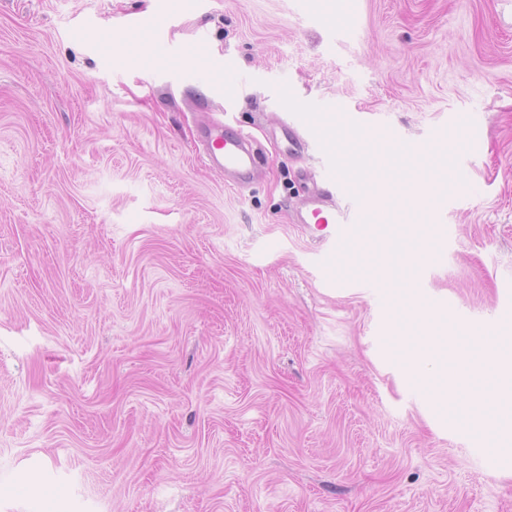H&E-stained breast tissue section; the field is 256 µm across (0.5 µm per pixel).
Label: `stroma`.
Returning <instances> with one entry per match:
<instances>
[{"label":"stroma","instance_id":"1","mask_svg":"<svg viewBox=\"0 0 512 512\" xmlns=\"http://www.w3.org/2000/svg\"><path fill=\"white\" fill-rule=\"evenodd\" d=\"M339 103L393 132L346 149L462 182L328 269L290 221L318 155L279 134ZM204 121L251 133L255 185ZM411 281L447 333L512 337V0H0V512H512L408 375ZM193 71L206 79L213 87L215 93L224 92V87H233L238 80L237 71L224 61L208 57H193L189 59ZM197 151L209 167L224 173L228 186L245 188L259 176L253 139L242 130L206 124L199 131Z\"/></svg>","mask_w":512,"mask_h":512}]
</instances>
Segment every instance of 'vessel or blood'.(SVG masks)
Wrapping results in <instances>:
<instances>
[{"instance_id":"obj_1","label":"vessel or blood","mask_w":512,"mask_h":512,"mask_svg":"<svg viewBox=\"0 0 512 512\" xmlns=\"http://www.w3.org/2000/svg\"><path fill=\"white\" fill-rule=\"evenodd\" d=\"M189 63L215 93H223L238 80L236 70L223 61L193 57ZM282 133L290 154L301 155L313 145L330 159L329 165L323 168L301 169L308 191L293 210L292 223L313 228L318 240L338 253L347 244L366 236L370 219L385 220L386 215L377 206L369 183L349 180L343 157L330 150L327 141L334 136V129L311 131L305 117L300 116L284 122ZM197 151L209 167L223 172L226 185L244 188L259 176L254 142L244 131L214 123L204 125L199 131Z\"/></svg>"}]
</instances>
